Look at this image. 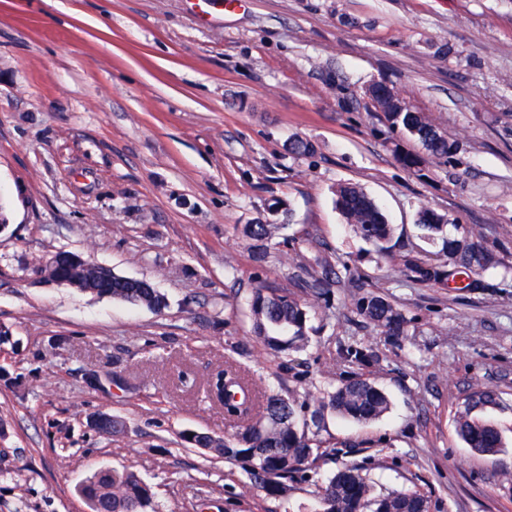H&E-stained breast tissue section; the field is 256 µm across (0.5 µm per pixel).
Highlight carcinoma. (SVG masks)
Wrapping results in <instances>:
<instances>
[{
  "instance_id": "1",
  "label": "carcinoma",
  "mask_w": 512,
  "mask_h": 512,
  "mask_svg": "<svg viewBox=\"0 0 512 512\" xmlns=\"http://www.w3.org/2000/svg\"><path fill=\"white\" fill-rule=\"evenodd\" d=\"M389 127L418 141L424 153L415 154L395 148L400 164L418 171L426 164L447 163L459 150V143L445 138L435 122L423 112H388ZM290 154L311 156L315 145L297 138L289 146ZM336 205L345 223L355 226L367 241L384 249L390 240L391 225L376 202L359 186L346 182L336 187ZM417 222L432 234L442 231L447 218L424 207ZM280 224H246L242 234L250 241L256 261L265 260L266 242ZM444 260L431 262L405 256L402 266L407 276L424 284L448 286L459 279V289L479 287L475 276L496 264L491 252L468 235L444 241ZM56 277L86 287L95 294H106L114 301L144 306L153 310L165 307L164 297L146 279L112 274L109 280L98 277L93 266L63 263L53 270ZM341 283L329 263L319 276L306 283L307 295L320 299ZM356 313L391 341L408 335L409 321L403 311L386 297L366 294L354 300ZM253 332L259 342L276 354L298 352L308 343L309 303L288 291L265 287L255 289L249 302ZM224 386L219 402L224 415L234 423L235 431L225 437L199 435L192 430L180 433L184 447L200 448L226 461L235 462L248 475L252 487L270 498L286 499L301 483L311 481L322 458L318 432L325 414L367 423L381 418L390 408L385 392L365 374L353 372L341 384L326 392L315 404L296 395L270 393L258 396L250 380L237 372H222ZM495 390L481 388L465 399L457 415V433L474 451L495 454L504 447L502 435L478 412L497 404ZM79 495L96 512H157L154 493L135 472H117L108 468L93 472L82 483ZM318 512H429V502L411 490L377 495L370 478L354 465H346L323 484H315Z\"/></svg>"
}]
</instances>
